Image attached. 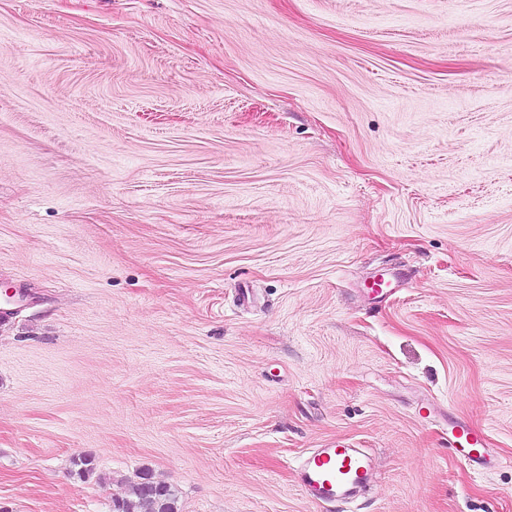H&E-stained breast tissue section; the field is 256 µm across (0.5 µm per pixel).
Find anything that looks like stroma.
I'll return each instance as SVG.
<instances>
[{"instance_id": "35a3bbf8", "label": "stroma", "mask_w": 512, "mask_h": 512, "mask_svg": "<svg viewBox=\"0 0 512 512\" xmlns=\"http://www.w3.org/2000/svg\"><path fill=\"white\" fill-rule=\"evenodd\" d=\"M8 289L0 512H512V0H0ZM484 441L483 434L469 425H459L448 431V444L455 448H470L469 454L477 452L482 456ZM372 459L362 448L336 443L315 448L296 466L305 495L317 504L349 501L369 485ZM128 487L125 497L113 499L112 512H177L172 487L155 481L149 471H141Z\"/></svg>"}]
</instances>
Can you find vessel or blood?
<instances>
[{
  "instance_id": "1",
  "label": "vessel or blood",
  "mask_w": 512,
  "mask_h": 512,
  "mask_svg": "<svg viewBox=\"0 0 512 512\" xmlns=\"http://www.w3.org/2000/svg\"><path fill=\"white\" fill-rule=\"evenodd\" d=\"M448 443L455 448L478 452L484 447V436L468 425L453 427ZM372 459L361 448L333 444L316 448L296 466V474L305 495L319 504L349 501L369 484Z\"/></svg>"
}]
</instances>
